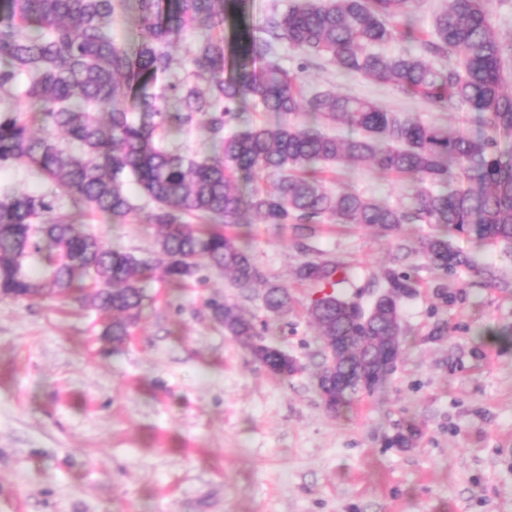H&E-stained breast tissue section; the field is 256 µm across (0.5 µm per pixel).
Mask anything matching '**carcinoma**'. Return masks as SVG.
I'll return each instance as SVG.
<instances>
[{
	"label": "carcinoma",
	"mask_w": 512,
	"mask_h": 512,
	"mask_svg": "<svg viewBox=\"0 0 512 512\" xmlns=\"http://www.w3.org/2000/svg\"><path fill=\"white\" fill-rule=\"evenodd\" d=\"M411 2L297 0L257 30L239 28L227 48L224 25L245 14L246 0H135L130 46L112 39V20L127 12L128 0H0V169L24 168L40 184L32 192L0 184V298L27 299L38 288L66 298L77 288L90 306L112 313L104 335L124 341L140 318L151 263L107 246L82 218L90 212L124 221L138 212L131 185L151 205L146 220L160 231L168 282L183 283L203 266L231 274L241 290L262 280L270 311H288V289L263 279L248 247L224 232L254 214L269 224L328 218L390 236L405 224H434L443 232L413 245L397 240L395 260L419 254L436 269L464 267L511 291L512 279L454 249L448 235L512 250V146H501L512 138L504 67L512 38L493 31L491 0H446L427 33L412 18ZM187 30L198 31V43L177 63L169 47ZM394 40L406 48L380 50ZM284 43L435 109L470 112L475 129L412 120L331 89L307 91L300 73L280 63ZM249 97L276 124L232 128ZM300 112L308 121H290ZM195 127L214 155L169 144ZM366 160L412 183L407 204L332 192L317 177L322 168ZM259 170L276 179L244 192L240 178ZM63 197L76 213L56 212ZM295 275L321 294L309 317L323 352L339 351L338 375L372 364L377 349L380 362L391 360L383 352L387 337L404 335L403 304L416 294L408 274L394 264L383 268L367 303L341 292L354 274L337 257L305 261ZM209 308L254 361L279 376L293 373L284 350L268 343L255 350L259 332L237 305ZM325 393L332 412L356 396L334 383Z\"/></svg>",
	"instance_id": "obj_1"
}]
</instances>
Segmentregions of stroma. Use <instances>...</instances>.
Wrapping results in <instances>:
<instances>
[{"label": "stroma", "mask_w": 512, "mask_h": 512, "mask_svg": "<svg viewBox=\"0 0 512 512\" xmlns=\"http://www.w3.org/2000/svg\"><path fill=\"white\" fill-rule=\"evenodd\" d=\"M281 56L307 90L471 125V113L432 109L328 61L286 47ZM326 185L395 205L408 192L367 164L327 174ZM88 224L112 248L160 264L157 228L143 214ZM240 234L262 274L287 287L286 314L265 311L262 288L241 292L208 268L182 286L156 269L119 344L102 338V316L78 299L0 301V512H512V293L410 256L404 269L418 293L402 309L396 367L335 414L314 381L323 360L308 316L315 291L293 271L340 258L367 301L393 239L257 218ZM224 300L302 371L281 378L254 362L211 317L209 303ZM410 426L413 441L393 445Z\"/></svg>", "instance_id": "1"}]
</instances>
